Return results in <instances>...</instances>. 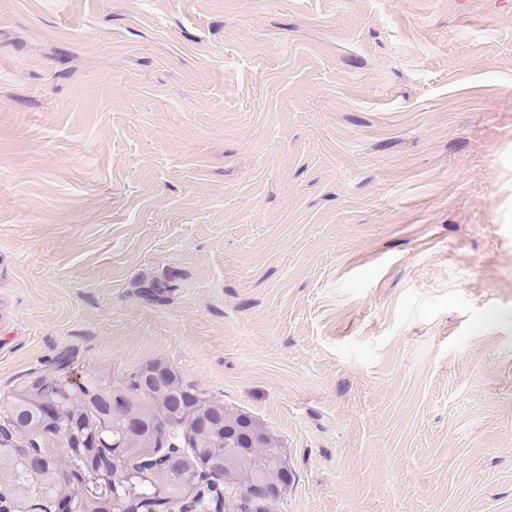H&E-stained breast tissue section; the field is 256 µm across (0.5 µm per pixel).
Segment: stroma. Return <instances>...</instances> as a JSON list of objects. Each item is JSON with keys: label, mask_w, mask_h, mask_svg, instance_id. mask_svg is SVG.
Segmentation results:
<instances>
[{"label": "stroma", "mask_w": 512, "mask_h": 512, "mask_svg": "<svg viewBox=\"0 0 512 512\" xmlns=\"http://www.w3.org/2000/svg\"><path fill=\"white\" fill-rule=\"evenodd\" d=\"M150 363L269 512H512V0H0V400Z\"/></svg>", "instance_id": "35a3bbf8"}]
</instances>
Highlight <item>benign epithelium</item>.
Segmentation results:
<instances>
[{
    "label": "benign epithelium",
    "mask_w": 512,
    "mask_h": 512,
    "mask_svg": "<svg viewBox=\"0 0 512 512\" xmlns=\"http://www.w3.org/2000/svg\"><path fill=\"white\" fill-rule=\"evenodd\" d=\"M139 385H149L160 400L168 397L176 379L171 370L160 364H149L137 375ZM137 400L126 392L112 396L109 409L124 420L125 431L121 438L106 445L112 449V462L123 458L125 449L139 443L149 448L160 438V428L151 426L139 413L133 411ZM224 481H237L238 499L247 512H266L267 506L286 492L290 480L288 456L280 441L267 429L243 413L224 412ZM168 421L186 430L196 429L206 433L213 421L206 417L204 404L168 412ZM181 451L170 448L161 454H148L136 466L135 474L143 476L154 470L181 469L178 456ZM187 476L199 489L210 494L208 505L198 508L186 499L174 498L165 490L160 491L165 509L163 512H223V489L219 487L204 464H193Z\"/></svg>",
    "instance_id": "obj_1"
}]
</instances>
